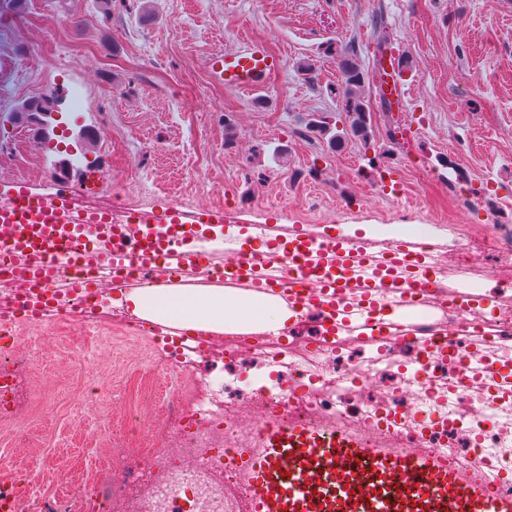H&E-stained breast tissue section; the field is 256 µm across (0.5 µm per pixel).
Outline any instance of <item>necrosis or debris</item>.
Returning a JSON list of instances; mask_svg holds the SVG:
<instances>
[{
    "instance_id": "necrosis-or-debris-1",
    "label": "necrosis or debris",
    "mask_w": 512,
    "mask_h": 512,
    "mask_svg": "<svg viewBox=\"0 0 512 512\" xmlns=\"http://www.w3.org/2000/svg\"><path fill=\"white\" fill-rule=\"evenodd\" d=\"M414 240L412 260L389 265L395 247ZM346 288L340 296L320 291L312 307L297 308L308 327L292 332L244 336H163V358L193 375L189 402L172 401L159 421L169 438L190 442L194 459L177 448H129L114 442L105 455L122 474L110 477L112 493L134 500L138 512H244L253 493L237 467L239 457L259 447L264 421L286 414L296 421L370 437L377 446L432 448L458 470L481 474L494 493L512 496V245L500 237L471 233L441 249L420 227L404 224L398 234L350 248ZM108 293L93 302L59 286L53 311L84 330L75 319L88 305L118 300L129 280L109 267L93 272ZM421 276L422 285L404 291L403 279ZM491 278L492 294L460 292L456 282ZM0 323L15 367L28 363L35 337L19 340L31 317L14 307L16 284L0 276ZM338 300L333 323L322 322L324 304ZM407 312L409 326L395 321ZM223 352L225 363L246 355V366L229 378L194 376L197 359ZM257 413L240 421L239 399ZM99 476L70 483L36 506L32 478L15 480L14 512H110L99 491Z\"/></svg>"
}]
</instances>
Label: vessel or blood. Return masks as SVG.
<instances>
[{
	"label": "vessel or blood",
	"instance_id": "vessel-or-blood-1",
	"mask_svg": "<svg viewBox=\"0 0 512 512\" xmlns=\"http://www.w3.org/2000/svg\"><path fill=\"white\" fill-rule=\"evenodd\" d=\"M282 66V57L258 40L207 60L215 81L252 93L266 90L270 75ZM111 221L108 215L75 210L66 187L50 198L18 194L1 199L0 273L35 290L19 299V307L44 312L54 301L58 268L82 264L93 255H114L170 274L184 270L206 256L202 231L223 223L224 216L209 208L173 207L153 216L127 212L122 228L100 237V225ZM345 243L342 237L328 244L305 240L316 276L287 256L280 271L299 289L342 288L331 255ZM230 254L235 279L253 281L259 292L269 290V283L253 278L258 256L237 248ZM241 474L255 490L247 512H512L511 497L490 491L480 476L462 477L432 449L374 448L285 416L264 424L261 446L245 457Z\"/></svg>",
	"mask_w": 512,
	"mask_h": 512
}]
</instances>
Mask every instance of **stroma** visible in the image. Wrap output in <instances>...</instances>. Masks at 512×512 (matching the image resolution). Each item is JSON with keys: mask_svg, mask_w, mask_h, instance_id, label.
Masks as SVG:
<instances>
[{"mask_svg": "<svg viewBox=\"0 0 512 512\" xmlns=\"http://www.w3.org/2000/svg\"><path fill=\"white\" fill-rule=\"evenodd\" d=\"M0 75L11 96L0 106V197H45L58 185L77 187L87 174L125 208L158 212L177 205L231 212L222 229L261 247L257 226L288 234L300 225L315 239L371 237L377 224H425L440 245L457 233L512 236V0H0ZM408 58L401 81L410 88L406 111L383 110L367 85L374 146L351 142L330 149L307 121L336 111L325 88L339 84L327 43L373 69L380 33ZM265 41L283 58L266 91L225 89L206 68L210 53L243 38ZM315 63V79L297 73L298 59ZM64 98L49 121L66 124V141L43 139L13 117L47 87ZM207 104L194 109L195 101ZM398 127L400 139L386 131ZM164 144L161 152L149 151ZM89 315L90 340L115 347L114 365L100 375L110 415L92 412L82 436L72 417L87 383L75 364L70 326L54 319L37 331L40 350L22 371L38 390L17 421L0 423V480L28 470L46 492L64 485L51 457L66 452L89 475L97 451L121 430L113 413L145 401L155 382L175 368L145 357L116 332L133 318ZM54 413H46V406ZM36 440L48 454L23 452Z\"/></svg>", "mask_w": 512, "mask_h": 512, "instance_id": "1", "label": "stroma"}]
</instances>
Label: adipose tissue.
<instances>
[{
  "label": "adipose tissue",
  "mask_w": 512,
  "mask_h": 512,
  "mask_svg": "<svg viewBox=\"0 0 512 512\" xmlns=\"http://www.w3.org/2000/svg\"><path fill=\"white\" fill-rule=\"evenodd\" d=\"M128 300L141 318L188 330L223 325L226 332L249 334L286 326L292 314L276 294L224 297L196 287L164 288L146 296L130 293Z\"/></svg>",
  "instance_id": "1"
}]
</instances>
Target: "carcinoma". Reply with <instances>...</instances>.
I'll list each match as a JSON object with an SVG mask.
<instances>
[{
	"instance_id": "obj_1",
	"label": "carcinoma",
	"mask_w": 512,
	"mask_h": 512,
	"mask_svg": "<svg viewBox=\"0 0 512 512\" xmlns=\"http://www.w3.org/2000/svg\"><path fill=\"white\" fill-rule=\"evenodd\" d=\"M323 53L336 56V61L342 72L340 87L330 86L327 94L336 99L338 115L344 118L345 126L340 133H331L328 122L313 119L309 128L321 136H329V147L337 148L343 142L354 140L363 146L370 145L374 137L371 122L370 101L366 99L364 90L369 83L368 74L352 58L348 52L340 51L332 42L324 48ZM51 108L42 105L40 98L34 97L22 103L13 113L15 120L22 124L30 112H49Z\"/></svg>"
}]
</instances>
